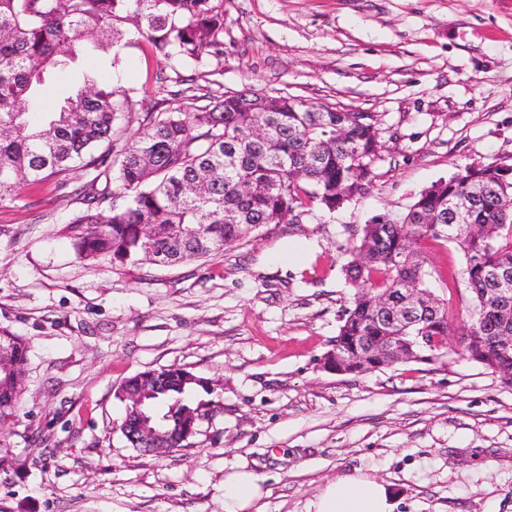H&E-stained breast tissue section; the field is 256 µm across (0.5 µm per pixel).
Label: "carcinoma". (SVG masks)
<instances>
[{
	"mask_svg": "<svg viewBox=\"0 0 512 512\" xmlns=\"http://www.w3.org/2000/svg\"><path fill=\"white\" fill-rule=\"evenodd\" d=\"M133 11L147 28L153 53L194 60L224 52V18L212 0H0V204L26 186L49 179L67 184L81 168L91 176L83 211L69 220L70 238L83 259L110 256L122 264L176 265L206 258L241 242L262 226L293 224L304 208L329 212L365 194L379 150L376 119L288 95L226 92L194 112L181 104L143 113L130 141L113 138L118 115L132 105L123 89L89 77L55 107L43 103L54 70L74 62L91 33L111 44L113 20ZM111 200L108 211L101 204ZM154 225L153 236L140 232ZM450 241L463 253L459 271L472 295L461 340L452 331L448 300L428 285L420 245ZM354 288L334 345L362 339L400 344L426 329L428 363L456 355L512 384V166L460 167L422 191L400 218L376 215L364 225L344 267ZM403 288L432 295L434 310L419 311L406 326L375 317L374 305ZM6 359L27 363V344L0 332ZM160 385L145 405L151 425L179 432L201 383L160 370ZM21 393L0 376V414L17 416Z\"/></svg>",
	"mask_w": 512,
	"mask_h": 512,
	"instance_id": "carcinoma-1",
	"label": "carcinoma"
}]
</instances>
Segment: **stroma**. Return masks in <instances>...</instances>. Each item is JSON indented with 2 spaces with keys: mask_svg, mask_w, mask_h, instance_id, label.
<instances>
[{
  "mask_svg": "<svg viewBox=\"0 0 512 512\" xmlns=\"http://www.w3.org/2000/svg\"><path fill=\"white\" fill-rule=\"evenodd\" d=\"M224 54L151 52L133 19L84 76L128 90L114 123L133 137L173 88L205 106L226 91L288 94L376 117L365 195L250 242L160 267L78 258L67 226L82 170L61 190L0 204V331L28 345L19 421L7 429L0 512H224V477L263 480L260 512H308L357 472L388 484L392 512H512V385L469 359L370 373L323 369L351 289L355 236L407 212L459 167L512 165V0H213ZM176 366L209 380L212 412L189 447L131 448L115 391Z\"/></svg>",
  "mask_w": 512,
  "mask_h": 512,
  "instance_id": "35a3bbf8",
  "label": "stroma"
}]
</instances>
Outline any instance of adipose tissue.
Returning a JSON list of instances; mask_svg holds the SVG:
<instances>
[{"instance_id":"obj_1","label":"adipose tissue","mask_w":512,"mask_h":512,"mask_svg":"<svg viewBox=\"0 0 512 512\" xmlns=\"http://www.w3.org/2000/svg\"><path fill=\"white\" fill-rule=\"evenodd\" d=\"M263 496L260 477L246 469L224 477V512H250ZM387 485L365 474L326 484L312 504L314 512H391Z\"/></svg>"}]
</instances>
